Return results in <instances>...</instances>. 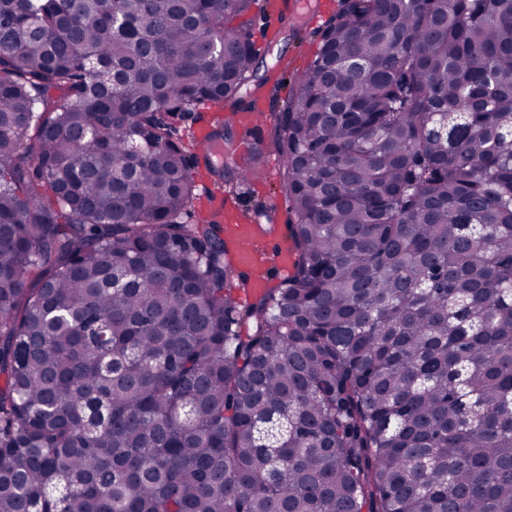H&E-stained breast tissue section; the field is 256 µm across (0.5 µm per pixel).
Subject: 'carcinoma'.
<instances>
[{
    "mask_svg": "<svg viewBox=\"0 0 512 512\" xmlns=\"http://www.w3.org/2000/svg\"><path fill=\"white\" fill-rule=\"evenodd\" d=\"M255 10L0 0V512H512V0H343L243 307L168 118L277 96Z\"/></svg>",
    "mask_w": 512,
    "mask_h": 512,
    "instance_id": "1",
    "label": "carcinoma"
}]
</instances>
